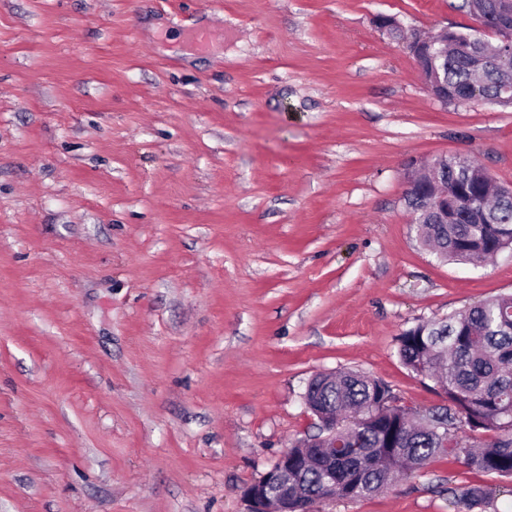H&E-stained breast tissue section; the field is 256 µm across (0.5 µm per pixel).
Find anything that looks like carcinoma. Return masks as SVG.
Returning a JSON list of instances; mask_svg holds the SVG:
<instances>
[{
    "mask_svg": "<svg viewBox=\"0 0 512 512\" xmlns=\"http://www.w3.org/2000/svg\"><path fill=\"white\" fill-rule=\"evenodd\" d=\"M485 40L456 32L457 50L436 58L428 74L448 100L493 98L512 106L501 93L512 87V47L484 53ZM430 164L459 188L455 223L440 224L424 195L408 201L422 241L439 257L481 262L512 250V194L492 190L489 223H472L468 172L476 165L459 156L435 157ZM398 354L413 373L430 380L443 403L418 411L399 403L381 380L359 371L315 377L305 398L310 410L336 419V439L344 447L328 458L309 438L288 449L305 465L292 471L299 488L298 512L321 498L359 500L419 472L436 459L460 460L470 470L512 478V294L481 301L444 320L420 322L399 337ZM512 485L458 484L448 488L451 512H483Z\"/></svg>",
    "mask_w": 512,
    "mask_h": 512,
    "instance_id": "obj_1",
    "label": "carcinoma"
}]
</instances>
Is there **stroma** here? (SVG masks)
<instances>
[{"instance_id":"obj_1","label":"stroma","mask_w":512,"mask_h":512,"mask_svg":"<svg viewBox=\"0 0 512 512\" xmlns=\"http://www.w3.org/2000/svg\"><path fill=\"white\" fill-rule=\"evenodd\" d=\"M463 0H0V512H247L312 376L420 409L400 334L512 292L422 246L411 161L512 186V107L444 106L375 19ZM210 35L199 46V32ZM444 460L319 512H448Z\"/></svg>"}]
</instances>
